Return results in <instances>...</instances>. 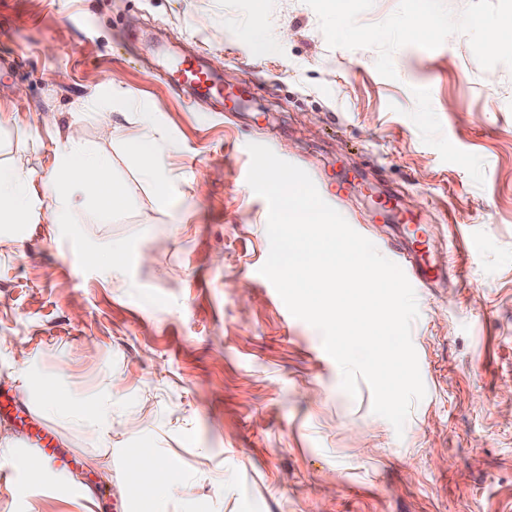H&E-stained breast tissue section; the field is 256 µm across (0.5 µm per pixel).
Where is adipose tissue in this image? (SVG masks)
Listing matches in <instances>:
<instances>
[{
	"instance_id": "obj_1",
	"label": "adipose tissue",
	"mask_w": 512,
	"mask_h": 512,
	"mask_svg": "<svg viewBox=\"0 0 512 512\" xmlns=\"http://www.w3.org/2000/svg\"><path fill=\"white\" fill-rule=\"evenodd\" d=\"M130 149L139 158L144 175L157 186L159 197H166L171 177L166 156L159 150L152 128H145L131 143ZM108 167L107 159L87 150L76 131L68 136L50 176L42 184H35L25 172L1 167L0 223H26L32 199L40 191L52 195L55 200V223H67L70 209L67 190L71 187L83 189L100 209L112 211L119 208L123 201L122 190L110 182ZM154 461L155 496L152 501L138 503L139 512H157L159 506L169 505L185 481L184 472L176 462L160 455L155 456Z\"/></svg>"
}]
</instances>
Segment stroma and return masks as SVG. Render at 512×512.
<instances>
[{"mask_svg":"<svg viewBox=\"0 0 512 512\" xmlns=\"http://www.w3.org/2000/svg\"><path fill=\"white\" fill-rule=\"evenodd\" d=\"M497 22L512 0H0V166L47 178L74 126L125 196L103 212L72 187L68 223L42 195L28 223H0V438L23 449L53 430L94 512L153 495L118 458L100 480L90 461L110 446L181 465L174 512H512V56L489 43ZM189 52L245 103L149 75ZM146 115L175 146L164 201L128 147ZM251 143L304 169L389 260L401 235L378 192L426 224L447 277L415 290L426 395L403 434L366 382L342 390L320 332L261 275ZM354 175L363 189L336 196ZM52 389L85 410L111 395V444L49 416ZM14 463L0 455V512H83Z\"/></svg>","mask_w":512,"mask_h":512,"instance_id":"obj_1","label":"stroma"}]
</instances>
